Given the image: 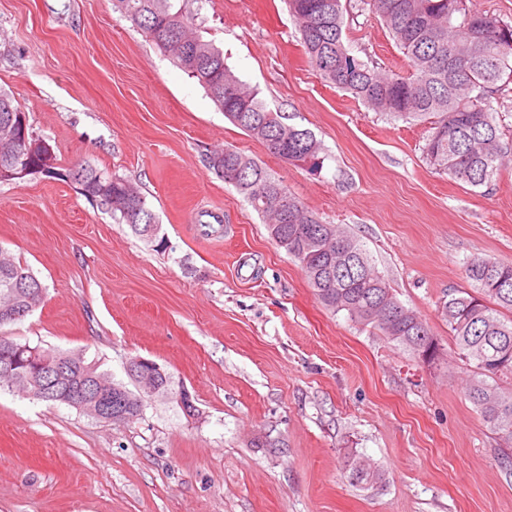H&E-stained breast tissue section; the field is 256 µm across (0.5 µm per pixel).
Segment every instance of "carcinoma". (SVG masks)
<instances>
[{"mask_svg":"<svg viewBox=\"0 0 512 512\" xmlns=\"http://www.w3.org/2000/svg\"><path fill=\"white\" fill-rule=\"evenodd\" d=\"M308 63L330 87L350 93L366 107L389 119L427 125L423 146L426 161L448 178L472 187L491 185L504 154V131L492 102L512 83V24L468 3V0H360L375 14L408 61L407 74L384 71L372 61L353 55L343 39L342 0H287ZM113 9L150 38L207 94L234 125L262 143L268 152L293 162L320 167L321 144L306 129L286 124L267 108L258 92L247 86L224 61V53L193 31L196 14L178 0H112ZM20 111L14 99L0 91V129ZM209 169L234 186L260 215L276 242H288L286 252L301 267L321 303L364 328L378 330L410 352L433 337L427 323L408 314L392 288L372 266L364 245L336 230L306 207L269 170L245 153L226 148L208 158ZM29 175L69 180L112 218L138 235L157 223L146 197L124 195L128 180L91 164L65 172L31 165ZM465 275L476 294L450 291L441 316L465 359L475 365L467 396L483 419L512 446V394L496 383L512 375V261L474 258ZM42 287L28 265L9 256L0 260V299H24L27 285ZM34 350L43 357L61 351L30 346L0 336V364L11 356L3 345ZM86 387L71 374L53 389ZM345 468L355 485L382 481V474L360 456H348Z\"/></svg>","mask_w":512,"mask_h":512,"instance_id":"cac0c4a2","label":"carcinoma"}]
</instances>
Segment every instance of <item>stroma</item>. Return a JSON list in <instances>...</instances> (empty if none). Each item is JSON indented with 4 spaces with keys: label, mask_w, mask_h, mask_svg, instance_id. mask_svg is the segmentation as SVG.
Segmentation results:
<instances>
[{
    "label": "stroma",
    "mask_w": 512,
    "mask_h": 512,
    "mask_svg": "<svg viewBox=\"0 0 512 512\" xmlns=\"http://www.w3.org/2000/svg\"><path fill=\"white\" fill-rule=\"evenodd\" d=\"M351 52L408 73L375 15L342 0ZM198 30L268 108L320 142L322 167L270 155L111 0H0V89L64 171L88 163L146 196L164 251L77 185L0 183V248L46 288L4 332L79 353L117 382L157 362L171 393L112 424L0 389V512H512L504 444L438 307L466 263L512 260V149L474 188L435 171L424 126L324 85L284 0H204ZM235 147L357 235L442 348L427 365L325 308L237 190L208 170ZM188 390L197 411L175 399ZM384 479L350 482L344 457Z\"/></svg>",
    "instance_id": "1"
}]
</instances>
